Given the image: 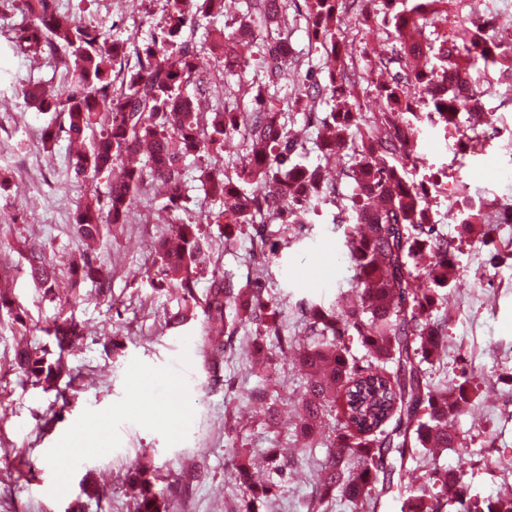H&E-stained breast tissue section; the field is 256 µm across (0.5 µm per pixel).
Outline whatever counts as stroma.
I'll return each mask as SVG.
<instances>
[{"mask_svg": "<svg viewBox=\"0 0 512 512\" xmlns=\"http://www.w3.org/2000/svg\"><path fill=\"white\" fill-rule=\"evenodd\" d=\"M294 3L289 41L319 80L327 81L326 59L311 49L298 12L304 0ZM54 6L61 15L102 26L113 38L137 34L143 44L161 20L163 0H55ZM477 14L492 18L496 29L512 30V7L501 0H448L449 19L466 22ZM21 22L16 0H0V174L8 178L0 189V287L14 302L13 309L0 308V512H134L127 476L139 465L171 490L169 512H240L238 461L268 459L275 448L291 449L294 463L282 475L260 471V479L276 482L277 489L257 512H312L317 463L327 450L308 451L295 442L292 410L305 379L293 364L292 343L304 336L308 307H334L357 287L346 228L333 221L335 206H320L314 224L301 232L270 224L278 247L259 265L251 236L228 240L216 225L205 226L206 267L197 276V300H204L211 274L218 271L239 286L262 278L265 300L279 308L278 335L260 334L252 323L236 325L223 338L216 367L208 368L198 351L207 330L202 308H194L182 326H171L170 318L184 311L185 303L179 291L154 284L152 246L171 233L157 219L162 198L150 190L136 193L127 223L103 228L96 249H88L77 233L78 199L92 191L106 193L107 178L75 180L66 133L43 145L40 134L54 116L28 107L20 89L40 82L62 97L68 86L54 59L34 60L14 48ZM345 36L363 76L354 95L369 130L383 100L367 72L384 38L371 19L348 21ZM291 95L285 85L274 99L303 143L295 162L309 168L324 163L333 170L352 164L349 150L322 160L314 145L321 126L308 113L288 108ZM482 123L476 113H460L449 128L426 127L418 145L425 167L447 171L448 189L464 183L486 205L482 223L464 239L452 197L432 202L439 232L459 252L454 289L432 313L435 321L448 324V347L427 371L439 386L452 384L464 369L483 384L473 412L454 421L465 435L463 447L429 460L414 456L407 467L464 468L472 494L487 498L512 488V470L495 466L512 460V223L505 221L512 208V112L498 114L500 132L481 152L466 151L462 141ZM243 160L236 137L225 142L220 156L188 157V215L213 207L195 180L198 167L211 164L230 172ZM33 252L55 266L60 283L55 294L31 279L27 258ZM87 253L110 276L106 294L89 284L66 286L71 262ZM63 310L83 324L84 336L65 356L67 374L46 388L33 385L16 354L37 343L54 347L45 329ZM256 344L264 346L267 363L252 358ZM182 357L190 375L184 417L175 424L167 416V390L173 365ZM264 390L277 403L275 418H268L266 403L257 398Z\"/></svg>", "mask_w": 512, "mask_h": 512, "instance_id": "1", "label": "stroma"}]
</instances>
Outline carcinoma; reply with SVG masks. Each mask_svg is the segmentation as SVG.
<instances>
[{"instance_id":"carcinoma-1","label":"carcinoma","mask_w":512,"mask_h":512,"mask_svg":"<svg viewBox=\"0 0 512 512\" xmlns=\"http://www.w3.org/2000/svg\"><path fill=\"white\" fill-rule=\"evenodd\" d=\"M372 0H305L311 47L324 51L328 82L305 74L291 107L310 114L322 103L331 107L321 120L325 132L315 146L330 157L357 146L354 163L332 178L321 166L308 168L293 161L303 147L279 121L270 89L299 74L288 43V0H246V13L226 18L224 0H164L163 17L143 47H135L136 62L121 72L114 87L112 69L127 57V41L113 39L103 29L56 14L53 0H19L25 17L15 44L29 57L50 55L59 60L69 93L61 98L32 84L22 89L25 102L40 112H52L58 127L44 129L52 143L63 131L72 140H89L74 171L79 178L107 175L105 197L90 194L79 200L75 224L94 241L103 225L124 224L131 197L159 183L165 188L163 209L170 215L183 208L182 163L189 156L218 155L224 141L243 138L249 165L227 173L216 167L198 175L205 194L224 202L199 220L178 223L177 234L159 241L156 254L159 286L181 290L183 300H196L195 278L204 266V224L224 225V238L252 229L266 242L265 220L314 223L318 206L332 204L348 218L352 231L345 246L355 264L356 297L340 310L314 305L309 309L307 338L296 347V361L305 378L297 427L303 447L328 448L319 464V502L340 495L352 512H379L382 498L395 484L410 482L412 493L400 512H441V497L455 512H512V497L479 498L471 494L464 473L430 468L420 475L406 468L416 454L462 445L453 420L477 397L473 373L462 370L451 386L435 387L423 365L440 357L447 341L446 324L431 319V311L454 279L455 247L437 233L430 192H439L435 175L418 180L409 172L421 160L416 151L423 124L453 123L456 113H484L475 90L489 66L498 67L505 92L512 91V43L497 34L494 24H461L450 35L439 27L448 22L447 0H381L380 26L389 48L372 69L391 74L379 87L385 99L380 121L362 132V114L351 101L355 68L347 64V41L339 24L350 9L368 18ZM224 25L210 31V52L223 60L224 76L242 68L238 42L257 48L262 80L252 84L254 108L240 111L237 101L203 104L187 87L200 81V54L193 41L197 20ZM351 187L344 195L341 184ZM454 205L469 227L481 217L468 187L456 188ZM32 279L50 288L52 267L40 256L29 257ZM108 274L90 258L72 272V287L91 282L104 286ZM264 285L256 280L239 288L212 272L203 312L209 330L199 343L210 359L213 339L232 324L261 321L266 332L278 334L276 308L264 300ZM56 339L57 359L47 360L45 347L18 351V365L27 377L40 381L66 373L65 350L83 336L70 316L46 330ZM356 335L366 351L365 365L350 353L345 337ZM334 422H329V417ZM143 486L137 512H160L168 487H154L139 472Z\"/></svg>"}]
</instances>
